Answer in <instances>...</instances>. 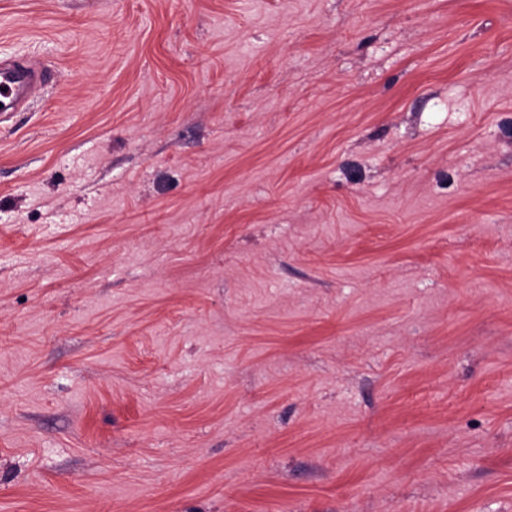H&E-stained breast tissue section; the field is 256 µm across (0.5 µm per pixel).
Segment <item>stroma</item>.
<instances>
[{"instance_id": "35a3bbf8", "label": "stroma", "mask_w": 512, "mask_h": 512, "mask_svg": "<svg viewBox=\"0 0 512 512\" xmlns=\"http://www.w3.org/2000/svg\"><path fill=\"white\" fill-rule=\"evenodd\" d=\"M0 512H512V0H0ZM43 85V76L33 65L15 66L0 60V112L27 105Z\"/></svg>"}]
</instances>
